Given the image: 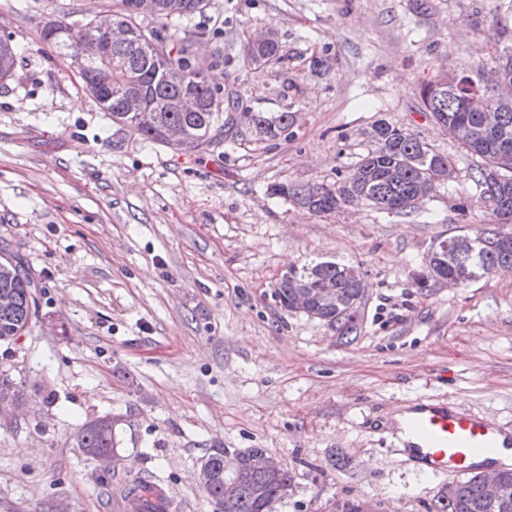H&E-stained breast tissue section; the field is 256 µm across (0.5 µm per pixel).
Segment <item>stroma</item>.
I'll return each mask as SVG.
<instances>
[{
    "mask_svg": "<svg viewBox=\"0 0 512 512\" xmlns=\"http://www.w3.org/2000/svg\"><path fill=\"white\" fill-rule=\"evenodd\" d=\"M79 2L0 0V36L19 52L0 82V248L40 285L29 332L0 343V372L42 407L0 419V512H127L112 488L132 479L163 487L175 512H215L197 481L215 448L283 461L293 480L272 512L355 499L429 512L452 477L407 455L394 415L447 403L512 431V272L414 287L434 241L497 221L420 90L491 66L512 0H210L182 24L196 65L244 111L294 122L272 141L243 122L204 152L114 125L40 42L46 18ZM257 27L281 45L259 67L245 53ZM380 122L454 157L456 179L406 215L320 217L269 195L347 180ZM310 259L359 265L352 342L276 301ZM104 415L120 454L105 467L76 444Z\"/></svg>",
    "mask_w": 512,
    "mask_h": 512,
    "instance_id": "obj_1",
    "label": "stroma"
}]
</instances>
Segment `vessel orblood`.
Listing matches in <instances>:
<instances>
[{
  "label": "vessel or blood",
  "instance_id": "1",
  "mask_svg": "<svg viewBox=\"0 0 512 512\" xmlns=\"http://www.w3.org/2000/svg\"><path fill=\"white\" fill-rule=\"evenodd\" d=\"M407 429L419 442L418 459L437 473H471L500 446L501 430L492 421L435 405H419Z\"/></svg>",
  "mask_w": 512,
  "mask_h": 512
}]
</instances>
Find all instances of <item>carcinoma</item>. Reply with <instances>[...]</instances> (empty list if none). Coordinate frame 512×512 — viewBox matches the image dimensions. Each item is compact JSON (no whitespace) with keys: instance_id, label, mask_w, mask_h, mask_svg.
<instances>
[{"instance_id":"carcinoma-1","label":"carcinoma","mask_w":512,"mask_h":512,"mask_svg":"<svg viewBox=\"0 0 512 512\" xmlns=\"http://www.w3.org/2000/svg\"><path fill=\"white\" fill-rule=\"evenodd\" d=\"M135 0H109L106 11L125 22L129 38L120 43L104 45L102 38H91L76 27V21L59 23L55 30L43 29L40 41L50 44L64 54L84 53V80H95L100 66L112 69V84L127 86L142 94L146 100L150 121L135 122L124 112L123 99L112 97L100 106L112 123L138 135L144 140L196 151L207 150L223 142L240 118L261 139H276L288 131L291 115L288 112H241L240 101L224 90L213 87L206 76L191 69V39L177 38L168 32L169 23L189 20L193 13H174L162 9L153 23L133 14ZM17 62V50L10 36L0 37V80L12 76ZM448 77L442 72L434 76L422 90L423 103L430 118L439 124L468 155L478 158L471 168L470 179L482 203L493 208L494 214L509 223L512 221V171L500 169V155L512 159V82L502 86L482 85L468 74L457 75L456 83L434 95H427L433 84ZM192 93L198 100L195 112H179L176 101ZM465 94L483 96L498 112L494 129L474 138L470 132L480 127L478 112L461 110L460 98ZM373 147L356 163L351 178L339 183L281 182L271 186V194L307 209L315 215H332L349 205H369L379 211L407 213L415 194H429L443 184L441 180H426L421 171L434 167L440 173L455 176V160L430 148L416 134L402 128L380 123L371 134ZM464 238L457 233L447 238L448 252L440 259L427 254L424 269L413 278L416 287L442 272L455 275L466 282L486 278L496 268L512 265V231H503L495 224L475 241V250L468 253L458 249L456 241ZM352 265L333 260L311 259L288 270L275 288L281 303L293 304L306 288L327 286L339 291L342 303L336 308H313L307 316L336 330L338 336L349 340L359 327L358 311L365 296L361 282L350 279ZM38 283L14 255L0 256V342L11 343L29 331L38 305ZM78 447L117 449L116 429L100 427L93 419L82 424L76 433ZM226 449L215 448L204 463L214 473L205 494L222 512H271L274 502L282 499L292 482L291 473L284 469L269 475L252 470L247 457L239 456L237 473L240 492L233 501L224 500V456ZM435 512H512V502L506 506L487 501L479 475L471 474L455 482L453 488L437 497Z\"/></svg>"}]
</instances>
